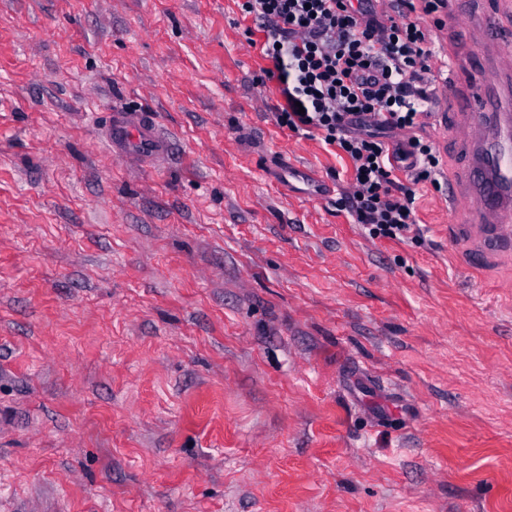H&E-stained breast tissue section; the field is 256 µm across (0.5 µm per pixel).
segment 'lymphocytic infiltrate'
<instances>
[{
	"instance_id": "lymphocytic-infiltrate-1",
	"label": "lymphocytic infiltrate",
	"mask_w": 512,
	"mask_h": 512,
	"mask_svg": "<svg viewBox=\"0 0 512 512\" xmlns=\"http://www.w3.org/2000/svg\"><path fill=\"white\" fill-rule=\"evenodd\" d=\"M265 40L277 80L280 126L321 135L348 158L352 190L340 201L371 237L420 238L415 187L448 186L427 132L440 100L434 25L448 0H236ZM404 178H397V171Z\"/></svg>"
}]
</instances>
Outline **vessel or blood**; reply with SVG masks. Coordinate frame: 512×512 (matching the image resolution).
I'll list each match as a JSON object with an SVG mask.
<instances>
[{
  "label": "vessel or blood",
  "instance_id": "vessel-or-blood-1",
  "mask_svg": "<svg viewBox=\"0 0 512 512\" xmlns=\"http://www.w3.org/2000/svg\"><path fill=\"white\" fill-rule=\"evenodd\" d=\"M499 8H492L479 20L459 23L455 16L444 19L446 25L462 26L473 48V60L463 64L456 47L445 44L443 54L458 73H471L463 85L454 108L463 121L457 137L470 157L466 171L468 194H460L456 184H449V210L467 208L475 224L473 231L486 249L512 250V101L491 94L481 72L494 64L505 76L512 77V34L497 22ZM115 156L140 161L163 155L167 142L155 124L141 116L116 115L110 134ZM289 175L307 186L312 199L323 200L329 186L306 167L289 165Z\"/></svg>",
  "mask_w": 512,
  "mask_h": 512
}]
</instances>
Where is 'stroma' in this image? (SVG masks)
I'll list each match as a JSON object with an SVG mask.
<instances>
[{
  "instance_id": "stroma-1",
  "label": "stroma",
  "mask_w": 512,
  "mask_h": 512,
  "mask_svg": "<svg viewBox=\"0 0 512 512\" xmlns=\"http://www.w3.org/2000/svg\"><path fill=\"white\" fill-rule=\"evenodd\" d=\"M235 0H0V512H512V255L338 200ZM155 122L161 161L109 147ZM457 116L429 133L449 178ZM286 157L323 201L266 169ZM110 141L115 156L135 162L163 155L167 148V141L159 135L155 124L135 115L112 116ZM274 166L280 170H282V168H288V179L290 175L299 178L306 184L308 195L313 200H323L329 192V185L320 180L316 174L312 173V171L306 167L293 164L288 165L287 161L279 162V165L274 164Z\"/></svg>"
}]
</instances>
